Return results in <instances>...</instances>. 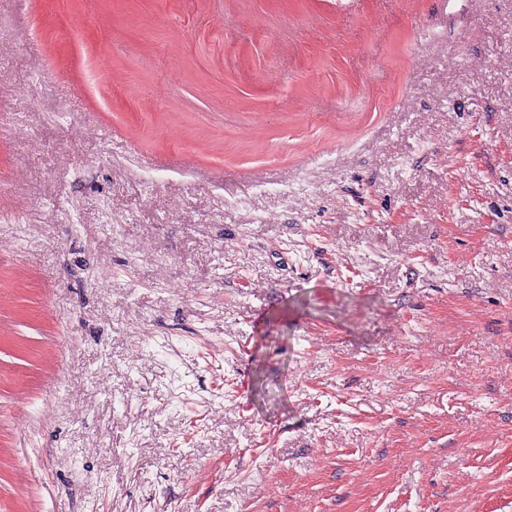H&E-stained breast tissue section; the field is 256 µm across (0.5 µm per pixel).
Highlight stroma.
<instances>
[{
	"label": "stroma",
	"mask_w": 512,
	"mask_h": 512,
	"mask_svg": "<svg viewBox=\"0 0 512 512\" xmlns=\"http://www.w3.org/2000/svg\"><path fill=\"white\" fill-rule=\"evenodd\" d=\"M0 512H512V0H0Z\"/></svg>",
	"instance_id": "stroma-1"
}]
</instances>
